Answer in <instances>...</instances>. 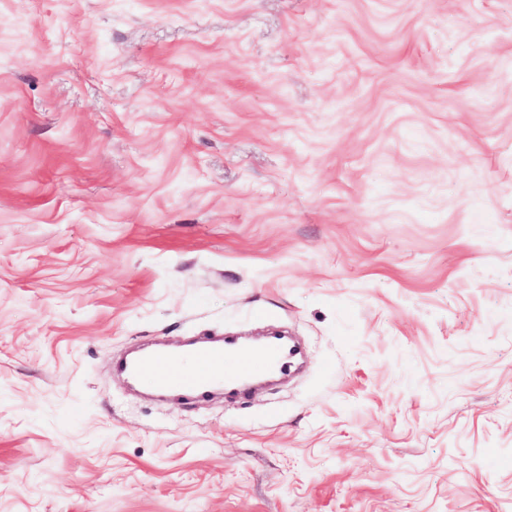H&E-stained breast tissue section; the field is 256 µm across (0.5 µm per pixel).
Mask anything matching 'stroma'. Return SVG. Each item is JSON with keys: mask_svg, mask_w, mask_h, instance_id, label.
<instances>
[{"mask_svg": "<svg viewBox=\"0 0 512 512\" xmlns=\"http://www.w3.org/2000/svg\"><path fill=\"white\" fill-rule=\"evenodd\" d=\"M0 512H512V0H0ZM288 356V347L276 342L262 350L224 345V338L203 339L197 342L186 357L190 367L166 352L138 348L121 360L118 369L128 380L153 375L161 390L175 389L199 398H207L216 384L244 381L281 366Z\"/></svg>", "mask_w": 512, "mask_h": 512, "instance_id": "1", "label": "stroma"}]
</instances>
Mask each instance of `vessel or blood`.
I'll list each match as a JSON object with an SVG mask.
<instances>
[{
	"instance_id": "vessel-or-blood-1",
	"label": "vessel or blood",
	"mask_w": 512,
	"mask_h": 512,
	"mask_svg": "<svg viewBox=\"0 0 512 512\" xmlns=\"http://www.w3.org/2000/svg\"><path fill=\"white\" fill-rule=\"evenodd\" d=\"M287 355V346L276 342L254 351L227 345L223 339L216 338L196 343L188 353L192 360L188 367L177 356L139 348L121 360L118 368L127 379L150 375L159 389H175L204 399L215 385L242 384L282 365Z\"/></svg>"
}]
</instances>
